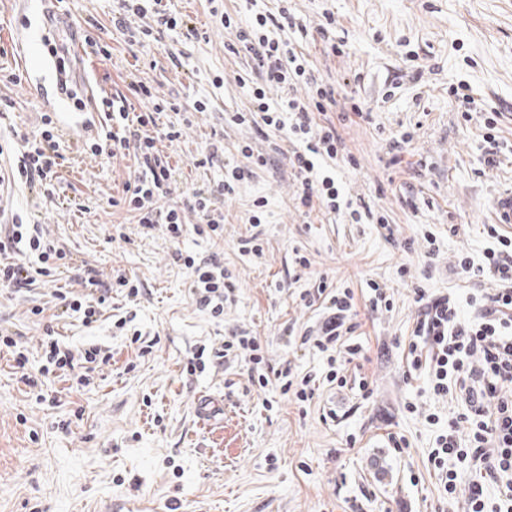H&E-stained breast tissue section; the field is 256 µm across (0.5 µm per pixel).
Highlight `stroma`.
Segmentation results:
<instances>
[{"mask_svg": "<svg viewBox=\"0 0 512 512\" xmlns=\"http://www.w3.org/2000/svg\"><path fill=\"white\" fill-rule=\"evenodd\" d=\"M122 0H58L57 16L77 26L96 19L106 26L109 59L84 56V77L97 95L144 109L131 85L149 86L158 100H177L161 123L180 132L160 149L174 168L171 200L216 187L240 163L239 147L265 151L267 141L251 124L228 118L247 111L259 76L247 53L231 54L235 25L255 12L288 10L296 26L278 37L303 53L315 78L332 82L339 95L358 93L370 119L351 116L342 135L356 165L321 159L343 197L364 199L371 217L353 221L348 210L302 213L300 191L284 156L235 183L219 197L222 238L188 232L172 243L165 228L148 230L117 206L137 168L132 155L92 153L78 131L61 133L68 161L53 195L23 184L0 193V207L27 213L44 235L70 256L57 282L32 291L0 289V330L14 334L27 355L29 373L41 365V344L58 337L82 348L111 351L109 365L91 373L88 386L68 390L45 379L31 388L0 349V512H462L428 469L435 436L461 410L437 397L425 378H406L400 344L413 327V290L425 284L452 293L470 318L472 294L495 292L491 276L470 277L461 254L481 261L493 241V199L512 189V0H168L184 24L143 35L154 15L130 16L129 31L113 29ZM26 15L34 35L26 48L0 39V168L8 167L18 138L41 130L47 108L24 67L50 49L63 48L65 32L48 25L40 0L20 7L0 0V25ZM333 19L344 44L328 54L317 30ZM452 83L475 91L471 106L450 97ZM206 102L205 111L192 107ZM500 113L495 130L501 151L496 167L484 163L483 118ZM224 153L202 164L212 133ZM409 142L400 165L389 163L390 138ZM422 162L421 173L411 165ZM263 208H255V201ZM258 236L262 254L240 242ZM197 259L218 257L236 286L224 313L211 317L196 302L188 270L174 250ZM306 255L311 265L295 264ZM108 281L117 271L136 280L140 292L112 295L92 326L77 315H59L55 288L84 293L82 266ZM335 288L360 290L376 281L393 298L390 310L357 307L353 340L362 347L354 366L365 374L369 397L321 385L310 402L259 389L244 356L218 358L228 337H257L266 366L324 377L325 354L296 346L288 331L321 321L300 292L319 278ZM47 303L43 317L35 304ZM203 353L205 367L191 364ZM224 400V432L200 426L197 398ZM418 412H408V404ZM336 409L335 418L324 417ZM437 414L438 422L428 421ZM409 446L396 454L388 433Z\"/></svg>", "mask_w": 512, "mask_h": 512, "instance_id": "1", "label": "stroma"}]
</instances>
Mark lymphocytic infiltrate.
I'll use <instances>...</instances> for the list:
<instances>
[{"instance_id":"lymphocytic-infiltrate-1","label":"lymphocytic infiltrate","mask_w":512,"mask_h":512,"mask_svg":"<svg viewBox=\"0 0 512 512\" xmlns=\"http://www.w3.org/2000/svg\"><path fill=\"white\" fill-rule=\"evenodd\" d=\"M284 26L282 19L261 14L253 25L238 28L237 42L251 57L262 83L252 90L251 112L234 113L232 120L238 124L252 122L262 132L289 129L297 141L288 160L302 186L301 205L336 212L340 205L335 180L327 176L316 183L311 175L315 156L337 158L346 151L345 141L334 122L322 125L316 117L335 112L345 120L352 114L364 115L366 109L355 97L339 98L333 84L317 81L293 50L270 36V29ZM300 79L310 88L308 100L289 95L277 106H270L267 87H290ZM101 104L104 112H118L123 121L121 132L110 136L114 148L132 151L137 163L138 171L133 180L127 181L122 199L137 223L146 229L164 225L169 237L177 241L187 231L184 211L189 208L197 213L200 223L218 230L224 215L214 196L194 192L185 208L162 203L170 193L173 168L158 144L178 137L174 126L159 124L163 104L136 113L130 112L128 105H115L106 96ZM44 124L39 134L21 139L17 171L31 188L60 179L66 161L52 129V117H45ZM487 234L497 245L486 252L484 262L478 264L465 256L459 266L477 278L491 275L499 283L497 291L473 298L478 315L465 322L450 294L416 289L413 330L404 356L409 374H426L434 395L456 393L463 407L457 418L449 421L447 432L436 437L428 456L444 491L456 493L458 471L463 468L472 476L466 495L468 512H512V236L499 233L493 224L488 225ZM173 257L190 269L191 288L199 306L212 317L223 315L234 285L227 281L221 262L214 257L198 261L179 250ZM66 259V252L44 241L38 226L24 223L20 215L0 225L1 287L16 293L31 290ZM84 281L89 288L87 294L68 299L58 290L54 297L63 301L66 309L81 315L87 325L97 322L113 287L127 288L132 296L139 293L122 274L109 282L89 269ZM316 294L322 297L327 314L316 330L302 335L301 341L326 354L330 366L326 379L342 388L347 378L340 375L337 360L340 354L353 356L359 352L358 347L345 343L346 336L356 329L354 295L348 290L332 294L321 288ZM44 357L43 374L66 377L79 369L94 372L109 362L111 353L96 346L75 351L51 339L45 345Z\"/></svg>"}]
</instances>
